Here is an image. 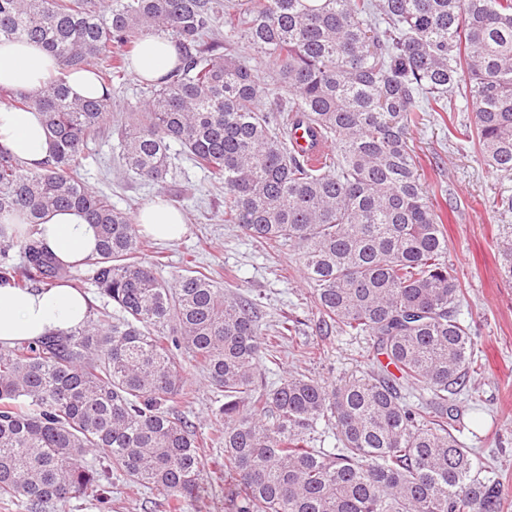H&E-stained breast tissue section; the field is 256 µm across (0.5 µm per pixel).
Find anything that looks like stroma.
I'll use <instances>...</instances> for the list:
<instances>
[{"label": "stroma", "instance_id": "stroma-1", "mask_svg": "<svg viewBox=\"0 0 512 512\" xmlns=\"http://www.w3.org/2000/svg\"><path fill=\"white\" fill-rule=\"evenodd\" d=\"M467 112L448 117L431 113L425 124L411 128L409 145L421 163L422 179L448 216L447 258L464 291L462 316L470 324L478 347V373L472 374L469 392L458 402L457 436L473 448L486 476L504 485L512 512V279L503 267V241L512 240V212L495 208L494 202L512 196V177L484 164L479 154L461 140L452 121H467ZM94 160L86 169L88 182L111 195L119 208L140 210L158 192L171 196L174 208L186 217L179 240H153L152 250L162 252L169 270L181 269L186 259L196 258L204 267L219 270L221 283L237 287L257 304L260 325L271 328L281 315L297 316L301 324L295 342L285 344L279 364L261 361L259 376L271 383L283 371H295L324 382L359 372L374 364L364 336H322L316 330L318 314L305 287L297 255L286 247L271 251L259 247L236 224L224 221V197L212 191L205 174L180 163L164 187L147 184L120 165L118 139L111 126L89 144ZM324 345L321 359L306 358L303 345ZM187 399L174 403L196 434L205 435L216 425L213 409L223 404L203 374L188 368ZM55 512H168L163 496L145 491L127 493L115 484L111 508L91 498L71 500Z\"/></svg>", "mask_w": 512, "mask_h": 512}]
</instances>
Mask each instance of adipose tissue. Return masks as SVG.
<instances>
[{
    "mask_svg": "<svg viewBox=\"0 0 512 512\" xmlns=\"http://www.w3.org/2000/svg\"><path fill=\"white\" fill-rule=\"evenodd\" d=\"M171 43L147 39L133 64L142 80L156 81L174 66ZM57 62L40 46L29 42L0 43V86L35 92L44 87ZM0 143L32 169L41 168L49 154V140L39 112L0 105ZM140 222L153 236L173 241L185 230L183 214L172 207L147 204ZM38 238L57 259L71 263L95 252L96 225L77 210L49 214L39 226ZM89 312L88 297L77 288L58 284L20 290L0 283V345L33 340L48 333H66L82 324Z\"/></svg>",
    "mask_w": 512,
    "mask_h": 512,
    "instance_id": "adipose-tissue-1",
    "label": "adipose tissue"
}]
</instances>
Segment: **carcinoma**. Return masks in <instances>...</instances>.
Here are the masks:
<instances>
[{
  "label": "carcinoma",
  "mask_w": 512,
  "mask_h": 512,
  "mask_svg": "<svg viewBox=\"0 0 512 512\" xmlns=\"http://www.w3.org/2000/svg\"><path fill=\"white\" fill-rule=\"evenodd\" d=\"M0 37L58 64L36 95L0 87L41 112L50 141L37 170L0 144V280H89L112 301L67 334L0 347V504H108L115 475L184 512L230 474L231 512H504L500 481L455 435L474 343L408 135L427 112H471L455 131L512 175V0H0ZM148 37L176 61L114 121L123 166L156 185L177 161L202 170L224 189V223L294 248L320 324L370 338L381 369L260 386L261 358L277 363L298 320L263 331L252 299L191 260L160 275L137 215L86 181ZM82 69L105 96L70 95ZM301 123L334 144L314 163L289 142ZM73 208L99 245L62 265L36 231ZM186 361L224 396L222 427L202 437L171 408L188 397ZM323 424L330 449L313 447ZM211 448L224 461L207 469Z\"/></svg>",
  "instance_id": "1"
}]
</instances>
